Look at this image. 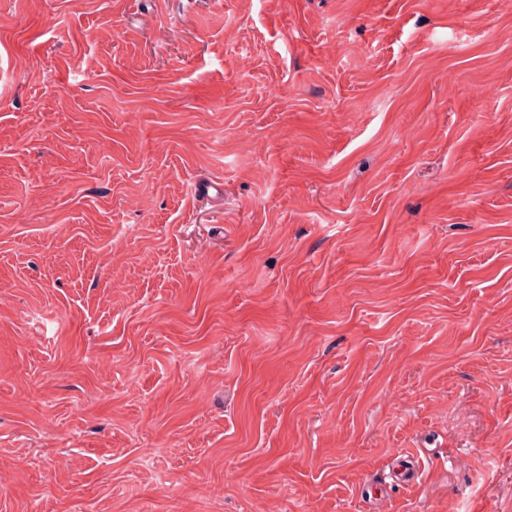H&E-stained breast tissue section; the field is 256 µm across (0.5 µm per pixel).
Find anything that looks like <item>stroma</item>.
<instances>
[{"label": "stroma", "mask_w": 512, "mask_h": 512, "mask_svg": "<svg viewBox=\"0 0 512 512\" xmlns=\"http://www.w3.org/2000/svg\"><path fill=\"white\" fill-rule=\"evenodd\" d=\"M0 512H512V0H0Z\"/></svg>", "instance_id": "35a3bbf8"}]
</instances>
